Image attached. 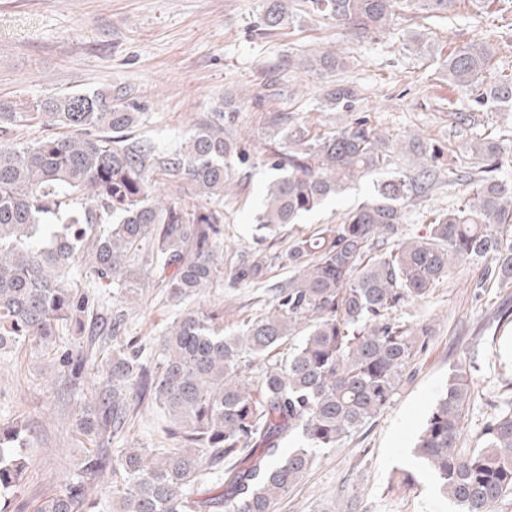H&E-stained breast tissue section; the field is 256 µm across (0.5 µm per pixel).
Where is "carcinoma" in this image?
<instances>
[{"label":"carcinoma","mask_w":512,"mask_h":512,"mask_svg":"<svg viewBox=\"0 0 512 512\" xmlns=\"http://www.w3.org/2000/svg\"><path fill=\"white\" fill-rule=\"evenodd\" d=\"M458 0H414L418 17L442 19ZM400 0H310L312 10L357 34L387 29ZM290 0H265L260 23L278 31L293 21ZM491 43H470L443 58L448 83L482 87L475 111L512 105V73L490 83ZM342 65L331 50L302 68L325 75ZM332 108L352 109L354 88L327 93ZM141 104L123 87L42 99L28 111L0 100V351L30 346L50 351L62 331L110 341L125 333L120 308L99 313L91 288L135 294L142 269L162 273L175 300L198 295L221 273L217 252L224 211L205 203L188 210L155 197L153 177L191 182L198 195L224 199L231 160H247L230 134L233 111L217 109L172 151L136 133ZM57 133L10 137L31 119ZM284 146L272 151L277 176L264 189L262 229L295 224L355 180L390 160L389 141L359 120L311 136L273 117ZM475 168L448 167L468 192L438 213L429 234L374 250L392 238L404 207L430 189L435 153L424 158L422 180L388 177L370 201L345 213L288 250L295 275L277 286L269 311L247 329L224 334V315L187 309L163 334L161 357L142 358L125 343L101 365L85 354L61 358L70 380L86 387L76 430L99 447L74 478L44 497L35 512H92V491L111 481L115 493L100 512H273L311 467L313 451L336 448L391 402L429 327L396 319L400 304L425 295L464 262L483 263L478 288L512 286V144L487 133L465 146ZM263 258L235 278L256 281ZM302 329L285 359L271 354ZM267 359L259 376L253 361ZM471 394L466 362L456 365L418 436L414 455L439 495L459 512H493L512 496V393L494 405L480 446L459 448ZM162 410L172 447L155 457L144 448L113 453L144 403ZM30 429L24 420L0 422V512L23 485Z\"/></svg>","instance_id":"carcinoma-1"}]
</instances>
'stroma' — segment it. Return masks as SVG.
<instances>
[{
    "mask_svg": "<svg viewBox=\"0 0 512 512\" xmlns=\"http://www.w3.org/2000/svg\"><path fill=\"white\" fill-rule=\"evenodd\" d=\"M263 0H0V99L29 105L41 99L88 89L130 88L143 110L139 133L162 148L176 146L194 125L225 98L235 101L232 133L247 152L246 163L231 166L233 188L220 203L224 211L218 260L224 269L200 298L205 308L224 312V330L236 333L271 306V290L294 270L288 248L344 213L371 199L380 177L417 178L419 153H440L436 184L404 210L398 239L428 234L434 214L452 206L465 183L449 184L448 161L486 129L512 136V109L476 114L471 96L449 88L441 56L453 48L486 41L496 47L493 71H512V25L495 5L462 0L444 21H410V7L387 31L356 36L303 6L292 24L267 34L258 24ZM336 47L345 63L327 75L303 69L314 53ZM353 86L352 110L328 109L331 86ZM287 114L290 123L320 135L367 118L388 138L394 153L381 173L351 183L342 195L306 214L301 223L256 231L266 184L274 178L267 165L279 137L272 119ZM266 258L262 281H237V269L254 256ZM480 269L458 266L424 297L398 308L399 321L427 322L431 334L412 361L408 377L391 403L363 431L337 448L315 451L314 461L274 512H454L439 500L434 482L413 454L422 426L457 362L469 358L470 411L460 439L464 449L478 447V434L512 380V288L488 289L473 297ZM132 303L119 290L98 288L103 307L129 306L125 338L138 342L145 360L160 353L166 327L183 308L169 296L159 271L147 270ZM90 346L88 337L58 336L52 352L31 347L0 354V421L25 419L31 429L27 478L12 500L11 512H34L38 501L72 478L84 455L96 446L72 426L84 395L62 378L59 359ZM163 414L143 408L121 447L166 448ZM414 473L411 484L400 481Z\"/></svg>",
    "mask_w": 512,
    "mask_h": 512,
    "instance_id": "35a3bbf8",
    "label": "stroma"
}]
</instances>
